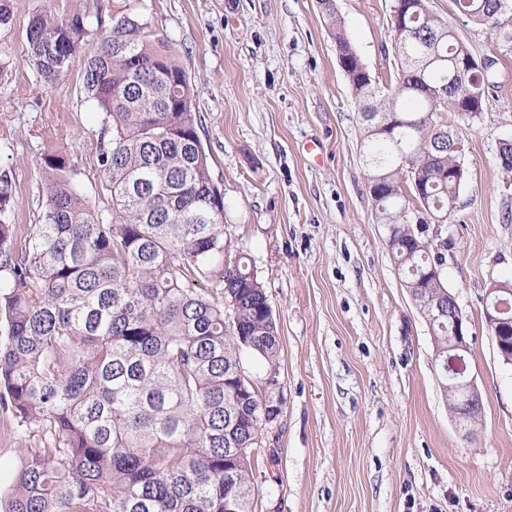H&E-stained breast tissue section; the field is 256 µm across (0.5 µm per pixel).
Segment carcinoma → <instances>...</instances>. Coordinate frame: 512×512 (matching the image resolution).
Returning <instances> with one entry per match:
<instances>
[{
    "label": "carcinoma",
    "instance_id": "obj_1",
    "mask_svg": "<svg viewBox=\"0 0 512 512\" xmlns=\"http://www.w3.org/2000/svg\"><path fill=\"white\" fill-rule=\"evenodd\" d=\"M322 15L347 61L364 122L367 175L382 177L377 223L397 230L388 246L405 280L443 262L417 248L427 213L454 214L466 181L460 138L440 113L472 121L483 107H454L469 54L428 0H394L401 35L395 81L362 82V61L336 6ZM454 12L488 28L512 0H451ZM97 48L81 54L87 17L35 15L28 60L47 82L78 66L87 96L105 113L95 166L112 205L89 207L67 155L43 157L46 204L20 235L18 193L0 178V406L20 445L11 493L0 512H252L253 457L224 482V431L251 448L269 422L253 387L239 389L241 356L278 368L277 326L266 289L246 287L250 263L224 266V216L207 206L213 180L196 112L176 109L171 84L194 98L187 73L138 15L97 21ZM239 300L224 329V304ZM436 375L451 325L432 323Z\"/></svg>",
    "mask_w": 512,
    "mask_h": 512
}]
</instances>
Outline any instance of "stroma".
I'll use <instances>...</instances> for the list:
<instances>
[{"label":"stroma","mask_w":512,"mask_h":512,"mask_svg":"<svg viewBox=\"0 0 512 512\" xmlns=\"http://www.w3.org/2000/svg\"><path fill=\"white\" fill-rule=\"evenodd\" d=\"M394 0H336L379 84L395 75ZM0 24V175L15 221L36 223L42 159L67 151L88 203L103 112L80 68L47 83L27 59L32 16L111 24L136 13L192 83L199 135L224 196V262L247 256L280 336V414L254 449L253 512H512V365L489 334L495 282L512 283V57L473 124L457 130L467 181L435 242L471 329L482 413L462 423L435 376V339L403 283L367 188L363 125L317 0H9Z\"/></svg>","instance_id":"stroma-1"}]
</instances>
